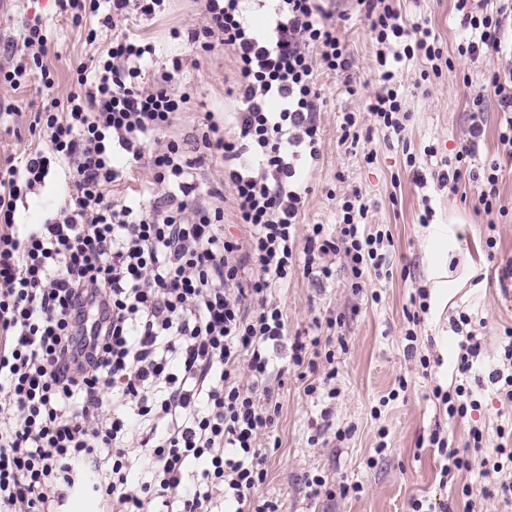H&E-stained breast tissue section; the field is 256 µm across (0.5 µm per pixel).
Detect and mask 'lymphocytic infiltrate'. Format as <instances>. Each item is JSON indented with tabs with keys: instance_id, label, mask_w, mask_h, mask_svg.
Wrapping results in <instances>:
<instances>
[{
	"instance_id": "1",
	"label": "lymphocytic infiltrate",
	"mask_w": 512,
	"mask_h": 512,
	"mask_svg": "<svg viewBox=\"0 0 512 512\" xmlns=\"http://www.w3.org/2000/svg\"><path fill=\"white\" fill-rule=\"evenodd\" d=\"M356 2L377 46L380 87L368 110L379 128L398 135L407 115L395 63L418 56L438 76L449 59L428 27L404 22L397 0ZM59 3L73 24L98 17L88 41L105 33L110 39L94 67H76L78 91L37 113L50 152L0 168V512H55L82 471L96 474L92 490L112 512H217L223 501L235 512H281L278 501L254 498L267 477L260 440L279 419L271 353L287 344L295 367L313 373L325 366L321 381L304 391L331 398L336 353L325 351L320 365L311 355L320 338H288L272 288L298 265L330 279L331 255L343 256L360 287L369 271L385 266L391 239L368 224L357 190L343 199L338 235L315 224L305 239L297 237L306 190L296 165L320 152L314 66L348 70L347 48L316 0H274L262 36L248 25L242 0H203L205 24L187 38L205 52L217 43L231 49L240 75V141L225 139L213 123L202 137L225 163L224 182L245 230L238 236L225 231L223 209L200 193L181 143L166 136L189 95L175 90L168 71L141 86L139 62L153 48L115 31L130 12L153 15L164 0H112L105 14L100 0ZM454 10L469 34L460 55L491 58L512 0H498L492 11L486 0H455ZM48 42L36 24L20 42L7 43L14 63L0 71V83L19 89L36 71L53 89L44 64ZM485 90L496 101L498 140L512 160V69L490 70ZM159 134L165 142L144 158V139ZM245 149L257 170L232 168ZM118 151L128 167L147 162L167 196L113 203L106 188L121 176L113 162ZM55 160L70 169L68 203L18 232V201L44 182ZM501 171L495 161L467 168L445 157L437 180L452 191L471 184L489 213ZM470 323L463 314L454 325L457 371L466 376L484 369ZM469 436L465 447L453 448L441 430L431 433L443 461L441 483L471 471L484 435L474 427ZM497 436L483 475L488 496L511 504L512 448L505 428ZM191 460L205 464L194 485L184 477ZM138 465L148 478L134 489L128 476Z\"/></svg>"
}]
</instances>
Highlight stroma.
I'll list each match as a JSON object with an SVG mask.
<instances>
[{"instance_id": "35a3bbf8", "label": "stroma", "mask_w": 512, "mask_h": 512, "mask_svg": "<svg viewBox=\"0 0 512 512\" xmlns=\"http://www.w3.org/2000/svg\"><path fill=\"white\" fill-rule=\"evenodd\" d=\"M403 18L410 23L427 21L452 59V69L440 77L422 79L420 59L396 65L397 87L409 117L401 135L372 129L369 139L358 146L341 144V125L347 112L359 113L370 127L366 102L376 89V51L368 22L354 0H331L332 22L352 58L349 72L317 69L316 82L324 100L320 112L318 161H301V177L309 188L302 210L303 224L324 225L335 233L340 222V199L360 189L368 207L369 224H381L392 235L388 249V274L367 273L359 288H352L346 265L340 257L331 260L333 276L317 283L303 271H295L287 282L273 290L287 317L289 336H344L347 348L336 353L338 374L332 385L335 398L305 394L290 363L288 351L275 360L284 370L285 385L279 391L281 411L276 435L278 448L269 450L267 480L255 491L256 499L279 502L282 512H408L414 498H436L449 503L459 500V485H441L442 459L430 447L436 427L447 431L454 447H464L472 427L487 435V448L498 442V425L512 424V404L499 397L491 384H483L480 410L465 418L448 420L433 396L435 386L453 385L458 337L452 321L467 313L477 321L476 333L483 344L486 368H493L508 343L512 328V285L500 282L502 270L512 262V164L504 165L499 180L498 205L506 215L485 213L475 189L460 185L451 192L437 181V160L455 156L470 140L472 100L481 92L489 66L512 67V38L505 39L492 60L472 61L459 55L466 34L458 26L453 0H400ZM40 23L55 54L47 63L54 73L59 95L76 84L74 67L97 58L103 42L86 43L58 0H0V42L19 40L25 25ZM204 18L198 0H168L164 13L154 17L130 15L123 27L155 47L141 62L144 86L155 75L171 69L173 58H181L182 72L177 90L190 93L191 100L174 127L183 139L187 155H194L206 129L207 117L224 122L226 138L238 129L228 113L238 111L235 89L239 72L233 52L215 45L205 56H197L186 39L172 38V29L201 27ZM39 73H32L25 87L0 86V162L21 161L31 151L48 146L43 130L34 128L37 112L47 104L40 94ZM436 156H427L428 148ZM376 156L366 164V152ZM415 156L408 166L407 156ZM424 184H417L416 175ZM66 169H57L45 184L17 204L20 224L43 223L47 215L69 199ZM430 197L435 211L429 225L420 224L422 197ZM497 245L485 246L488 234ZM425 290L429 311L416 326L417 354L408 357L404 333L405 310L418 290ZM337 320L327 328V320ZM429 366H421V359ZM407 386L395 401H379L395 388L398 378ZM396 389V388H395ZM332 425L325 441L312 444L316 429ZM389 430L388 449L376 454L378 428ZM347 436L337 440L335 430ZM328 478L334 497H309L307 474ZM362 485L359 493L340 495L341 486Z\"/></svg>"}]
</instances>
